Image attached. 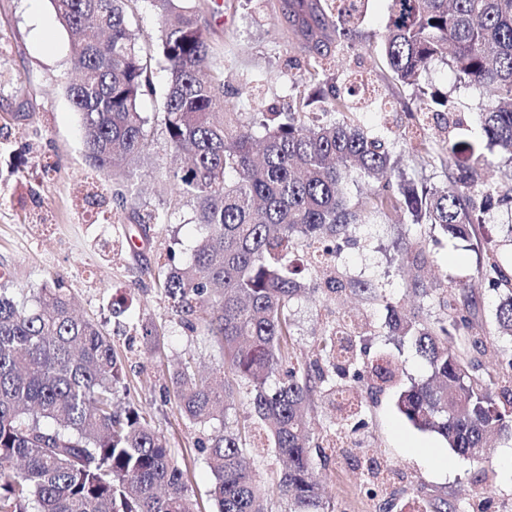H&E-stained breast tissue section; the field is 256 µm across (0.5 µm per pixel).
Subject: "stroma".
<instances>
[{
	"label": "stroma",
	"mask_w": 512,
	"mask_h": 512,
	"mask_svg": "<svg viewBox=\"0 0 512 512\" xmlns=\"http://www.w3.org/2000/svg\"><path fill=\"white\" fill-rule=\"evenodd\" d=\"M273 0H214L203 19L219 50L229 102L243 112L282 109L300 91L292 60L303 59L288 42V23L272 11ZM388 19L387 0H369L355 36L356 47L335 52L330 60L336 78L354 74L368 85L357 120L368 131L387 135L411 125L402 104L405 90L385 76L376 46ZM70 34L59 24L49 0H0V273L10 287L28 290L62 281L77 312L104 326L121 357L130 391L126 397L142 409L169 441L179 466L191 473L190 492L201 512H215L209 496L212 476L200 448L223 426L247 420L250 408L240 392L226 422L207 426L184 420L173 396L172 369L185 358L205 370L221 363L213 344L186 330L181 318L153 280L144 273L168 252L187 261L197 238L191 206H184L167 224H106L98 208L85 203L87 182H96L104 198L112 196V180L94 177L85 160L80 118L65 86L71 71ZM426 82L448 93L465 125L454 132L468 138L477 126L483 93L456 84L447 64L431 66ZM151 148L130 168L128 186L137 205L166 212L172 185L168 174L175 161L160 123L148 127ZM407 178L443 185L447 171L440 160L421 159L397 141ZM54 165L45 173V165ZM512 216L494 209L478 231L477 241L449 238L428 225L390 224L379 219L361 225L350 240L341 241L339 269L353 280L370 281L405 314L436 318L431 299L406 290L409 272L397 252L402 240L424 245L425 273L437 285L469 287L478 301L486 328H494L499 291L489 288L479 269L487 253L512 260ZM128 309L114 315L112 301ZM337 314L365 313L372 327L359 346L361 359L390 353L403 365L402 386L426 380L431 369L414 343L389 333L386 310L357 296L336 305ZM325 311L309 298L291 310L294 351L301 366L316 358ZM146 327L162 329L160 337H143ZM364 402V426L347 430L345 447L328 453L313 451L315 474L334 512H414L420 494H443L465 504L476 493L492 501V512H512V439L492 437L481 461L454 454L437 434L418 430L398 411L393 390L380 389L378 379L362 372L353 380Z\"/></svg>",
	"instance_id": "stroma-1"
}]
</instances>
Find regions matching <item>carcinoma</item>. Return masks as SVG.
<instances>
[{"label": "carcinoma", "instance_id": "obj_1", "mask_svg": "<svg viewBox=\"0 0 512 512\" xmlns=\"http://www.w3.org/2000/svg\"><path fill=\"white\" fill-rule=\"evenodd\" d=\"M128 2L50 0L75 36L71 64L79 78L66 93L80 115L86 158L95 172L112 174L119 214L127 206L126 164L151 147L149 117L139 109L153 90L150 61L164 62L154 120L164 126L170 152L190 159L170 174L167 213L192 205L200 235L187 263L175 264L170 254L145 274L182 313L183 326L223 353L213 375L188 360L174 372L180 413L193 424L221 420L233 382L246 384L251 414L286 460L273 494L289 512H331L310 463L307 412L319 386L333 395L347 389L338 377L358 365L353 342L365 324L327 322L317 344L324 365L314 364L311 374L294 363L290 311L302 296L339 299L350 289L382 302L390 332L410 338L432 368L429 381L398 395L409 422L471 459L481 457L489 433L512 438V356L480 372L473 353L486 354L490 333L465 288L437 293L443 317L424 321L400 314L369 282L311 278L318 267L336 266L337 242L352 227L375 217L430 224L469 240L491 204L512 212V176L489 183L457 160L462 151L486 160L484 146L512 163V0H389L381 56L390 78L411 90L403 105L416 118L401 138L428 158L446 155V182L430 188L403 175L388 136L356 123L355 82L330 73L332 49L353 48L365 0H283L282 13L308 43L298 69L309 92L283 111L262 113L260 138L226 100L201 0H149L160 27L148 49L129 24ZM438 60L458 84L484 90L472 142L430 133L431 120L450 113L448 94L423 81ZM353 172L369 189L350 198L343 187ZM128 220L166 223L143 206L131 207ZM300 247L309 255L304 269L292 259ZM399 252L418 265L422 244L405 243ZM481 274L504 290L495 319L498 333L512 337V275L495 253ZM380 360L372 370L397 385L400 364L387 353ZM127 389L110 336L74 315L60 283L30 297L0 288V512H195L165 436L145 413L117 402ZM247 434L248 425L238 424L202 445L217 512H271L245 463ZM421 503V512H460L442 495Z\"/></svg>", "mask_w": 512, "mask_h": 512}]
</instances>
